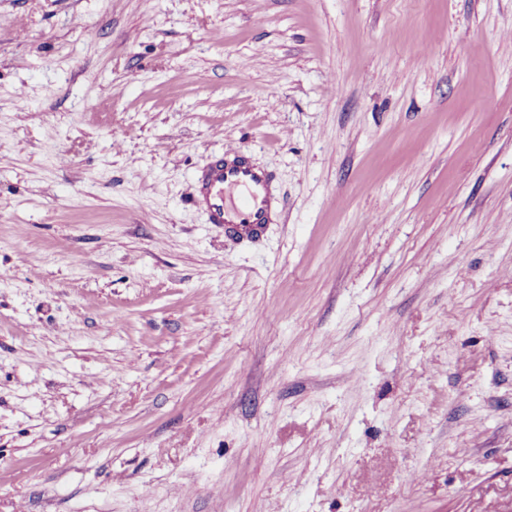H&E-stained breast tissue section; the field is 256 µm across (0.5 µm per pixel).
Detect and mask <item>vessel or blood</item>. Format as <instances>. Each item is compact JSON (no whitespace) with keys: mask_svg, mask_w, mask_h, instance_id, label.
<instances>
[{"mask_svg":"<svg viewBox=\"0 0 512 512\" xmlns=\"http://www.w3.org/2000/svg\"><path fill=\"white\" fill-rule=\"evenodd\" d=\"M193 202L208 223L250 241L261 237L279 209L271 176L250 164L242 147L232 142L196 173Z\"/></svg>","mask_w":512,"mask_h":512,"instance_id":"b4317fda","label":"vessel or blood"}]
</instances>
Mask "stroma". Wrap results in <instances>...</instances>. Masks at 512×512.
Here are the masks:
<instances>
[{
    "label": "stroma",
    "mask_w": 512,
    "mask_h": 512,
    "mask_svg": "<svg viewBox=\"0 0 512 512\" xmlns=\"http://www.w3.org/2000/svg\"><path fill=\"white\" fill-rule=\"evenodd\" d=\"M0 512H512V0H0ZM193 202L208 224H219L239 239L255 240L272 224L279 200L271 176L252 165L236 143L224 145L195 175Z\"/></svg>",
    "instance_id": "1"
}]
</instances>
